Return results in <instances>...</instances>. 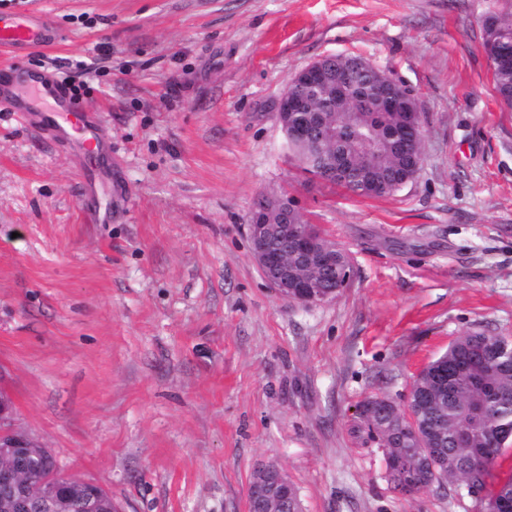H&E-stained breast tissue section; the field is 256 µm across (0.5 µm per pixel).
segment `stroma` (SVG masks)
I'll return each instance as SVG.
<instances>
[{
	"mask_svg": "<svg viewBox=\"0 0 512 512\" xmlns=\"http://www.w3.org/2000/svg\"><path fill=\"white\" fill-rule=\"evenodd\" d=\"M512 0H0L62 39L8 55L95 63L83 105L109 134L104 224L75 162L0 112V394L63 474L121 512H246L278 464L303 512H482L444 483L403 497L349 428L370 396L407 401L462 334L512 336V109L481 16ZM330 53L415 96L416 179L362 197L302 172L277 105ZM288 196L351 260L334 300L280 299L251 258L256 199Z\"/></svg>",
	"mask_w": 512,
	"mask_h": 512,
	"instance_id": "stroma-1",
	"label": "stroma"
}]
</instances>
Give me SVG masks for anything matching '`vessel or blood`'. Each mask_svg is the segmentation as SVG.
Here are the masks:
<instances>
[{
	"mask_svg": "<svg viewBox=\"0 0 512 512\" xmlns=\"http://www.w3.org/2000/svg\"><path fill=\"white\" fill-rule=\"evenodd\" d=\"M59 35L47 19L33 14L0 11V48L21 50L57 43ZM0 112H18L27 124L50 138L56 148L73 156L85 180L84 211L88 222L98 220L94 188L111 171L90 168V157H102L107 144L96 112L76 104L47 72L0 67Z\"/></svg>",
	"mask_w": 512,
	"mask_h": 512,
	"instance_id": "b4317fda",
	"label": "vessel or blood"
}]
</instances>
